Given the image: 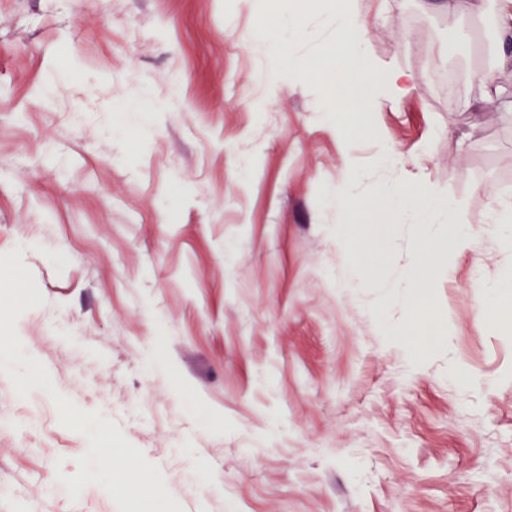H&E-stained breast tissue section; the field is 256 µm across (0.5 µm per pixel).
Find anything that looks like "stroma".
<instances>
[{
  "mask_svg": "<svg viewBox=\"0 0 512 512\" xmlns=\"http://www.w3.org/2000/svg\"><path fill=\"white\" fill-rule=\"evenodd\" d=\"M329 0H0V253L21 250L44 298L16 331L81 410L157 465L183 512H512V316L480 314L512 281L490 236L512 200V61L476 78L497 29L442 0H355L371 62L412 74L348 139L317 87L285 83L264 112L263 49L241 32ZM408 157L392 169L383 144ZM401 182L458 206L471 234L433 225L417 353L390 330L416 316L399 227L372 283L347 287L333 197ZM481 270V282L472 273ZM87 437L48 389L0 372V512H118L99 485L71 501ZM491 223L499 224L497 233L511 235L512 202L493 199L491 202ZM496 219L495 222L493 220Z\"/></svg>",
  "mask_w": 512,
  "mask_h": 512,
  "instance_id": "obj_1",
  "label": "stroma"
}]
</instances>
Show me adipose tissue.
<instances>
[{"instance_id":"ef3b65f1","label":"adipose tissue","mask_w":512,"mask_h":512,"mask_svg":"<svg viewBox=\"0 0 512 512\" xmlns=\"http://www.w3.org/2000/svg\"><path fill=\"white\" fill-rule=\"evenodd\" d=\"M335 34V47L319 57L307 71L310 82L327 88L326 112L335 114L336 128L344 135L364 126L366 112L384 99L402 97L414 88L410 74L393 68L381 77H374L365 66L369 45L368 33L372 21L354 11L351 0H337L336 9L326 20ZM310 35L308 20L303 13L284 15L276 35H268L262 28L245 34L248 43L262 44L268 54L266 83L268 90H276L292 75L298 66L295 46ZM362 172L354 160H347L335 197L348 213L339 241L358 257L351 269V278L357 282L371 280L372 267L366 261V241L379 238L390 228L405 223L413 225L421 248L413 267L403 273L404 279H414L417 268L423 267L430 256L429 226L437 217L448 220L458 247H468L469 232L457 222L455 203L429 192H417L404 184L383 187L387 203L374 217H365L355 186Z\"/></svg>"}]
</instances>
